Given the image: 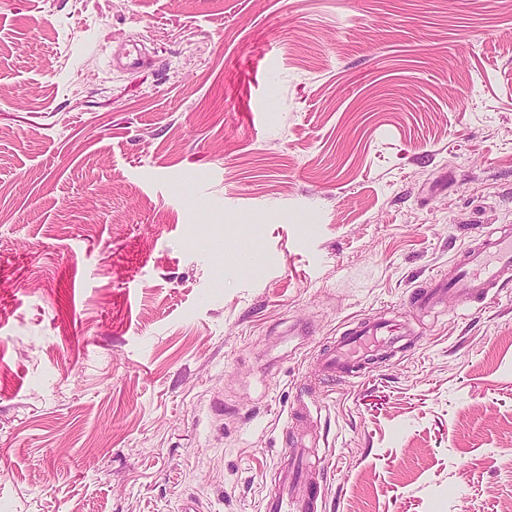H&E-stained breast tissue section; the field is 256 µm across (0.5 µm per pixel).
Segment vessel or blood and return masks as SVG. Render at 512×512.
Masks as SVG:
<instances>
[{"instance_id":"obj_1","label":"vessel or blood","mask_w":512,"mask_h":512,"mask_svg":"<svg viewBox=\"0 0 512 512\" xmlns=\"http://www.w3.org/2000/svg\"><path fill=\"white\" fill-rule=\"evenodd\" d=\"M512 278V226L478 231L450 276L430 280L413 289L407 302L417 309H433L455 296L461 306L491 301L497 288ZM416 334L403 319L376 314L349 325L321 353L319 378L350 381L363 378L382 361L396 358L415 344ZM311 410L298 402L291 415L292 440L275 470V489L261 501L260 512H322L324 472L309 465L304 429Z\"/></svg>"}]
</instances>
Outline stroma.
I'll use <instances>...</instances> for the list:
<instances>
[{"mask_svg":"<svg viewBox=\"0 0 512 512\" xmlns=\"http://www.w3.org/2000/svg\"><path fill=\"white\" fill-rule=\"evenodd\" d=\"M502 224L512 0H0V512H260L302 395L324 512H512V280L405 304ZM321 353L319 379H362L374 366L394 359L415 344L417 335L403 319L376 314L347 326Z\"/></svg>","mask_w":512,"mask_h":512,"instance_id":"obj_1","label":"stroma"}]
</instances>
